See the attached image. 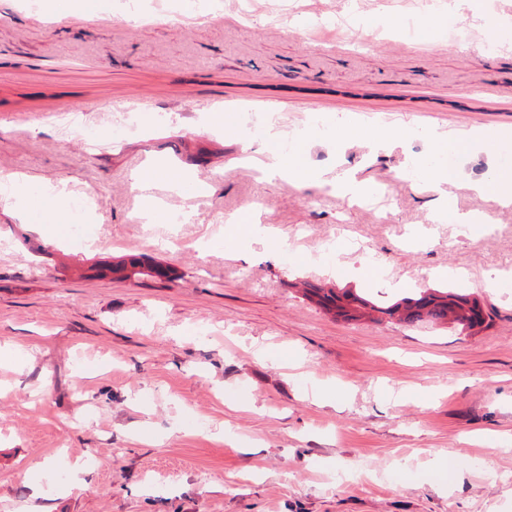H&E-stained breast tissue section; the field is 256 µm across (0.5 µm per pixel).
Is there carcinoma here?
<instances>
[{
    "instance_id": "1",
    "label": "carcinoma",
    "mask_w": 512,
    "mask_h": 512,
    "mask_svg": "<svg viewBox=\"0 0 512 512\" xmlns=\"http://www.w3.org/2000/svg\"><path fill=\"white\" fill-rule=\"evenodd\" d=\"M109 273H120L125 279L149 276L160 280L171 279V270L161 265H147L136 256H129L116 264L102 267ZM309 294L327 311H338L351 318L376 319L381 314L408 326L425 322L442 324L453 321L464 329L473 330L489 325L491 313L479 299L470 294L453 291L423 290L404 296L388 306H381L344 288H309Z\"/></svg>"
}]
</instances>
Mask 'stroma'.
<instances>
[{
  "label": "stroma",
  "instance_id": "35a3bbf8",
  "mask_svg": "<svg viewBox=\"0 0 512 512\" xmlns=\"http://www.w3.org/2000/svg\"><path fill=\"white\" fill-rule=\"evenodd\" d=\"M56 5L0 0V171L96 206L54 226L0 208V348L25 357L0 364V512H28L35 475L47 512H512V206L468 189L512 150V0H440L433 24L420 0ZM353 15L380 32L330 33ZM409 19L412 34L392 26ZM248 112L276 113L312 179L242 165L264 146ZM398 120L378 150L352 133ZM434 130L478 133L449 193L485 223L432 222ZM154 162L211 184L154 188L190 222L141 220L131 174ZM347 170L387 206L325 187ZM249 205L277 252L230 232ZM71 223L98 244L70 243ZM131 253L171 280L94 277ZM404 281L478 295L493 320L348 321L304 289L395 301ZM438 457L459 461L443 481ZM74 461L90 464L80 489Z\"/></svg>",
  "mask_w": 512,
  "mask_h": 512
}]
</instances>
